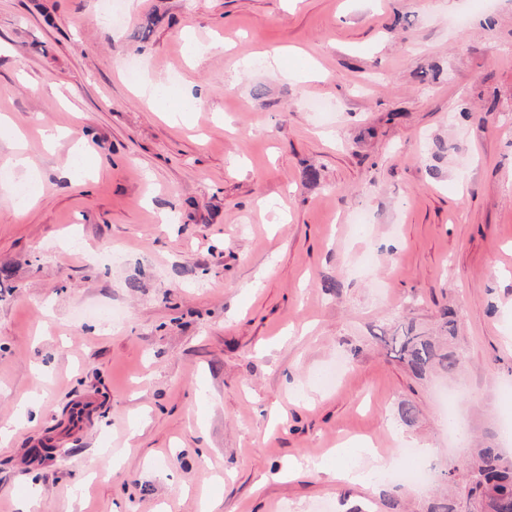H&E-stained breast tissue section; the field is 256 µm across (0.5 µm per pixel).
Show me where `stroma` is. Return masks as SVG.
<instances>
[{
	"mask_svg": "<svg viewBox=\"0 0 512 512\" xmlns=\"http://www.w3.org/2000/svg\"><path fill=\"white\" fill-rule=\"evenodd\" d=\"M105 7L0 0V114L36 172L0 132V512H425L468 471L448 383L469 436L512 454V0ZM209 41L231 50L194 56ZM147 75L201 97L183 127ZM449 309L460 370L416 377L386 339L443 335ZM346 439L431 443L400 467L434 479L330 480Z\"/></svg>",
	"mask_w": 512,
	"mask_h": 512,
	"instance_id": "stroma-1",
	"label": "stroma"
}]
</instances>
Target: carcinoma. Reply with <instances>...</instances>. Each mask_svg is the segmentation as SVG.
<instances>
[{
    "label": "carcinoma",
    "instance_id": "obj_1",
    "mask_svg": "<svg viewBox=\"0 0 512 512\" xmlns=\"http://www.w3.org/2000/svg\"><path fill=\"white\" fill-rule=\"evenodd\" d=\"M392 343L399 358L419 376L434 370L452 376L461 365L457 352L415 333L411 326L392 337ZM482 486L489 494L490 512H512V458L504 455L491 441L478 449L476 462L469 470L463 489L454 495L436 497L428 512H460L461 499L471 496Z\"/></svg>",
    "mask_w": 512,
    "mask_h": 512
}]
</instances>
